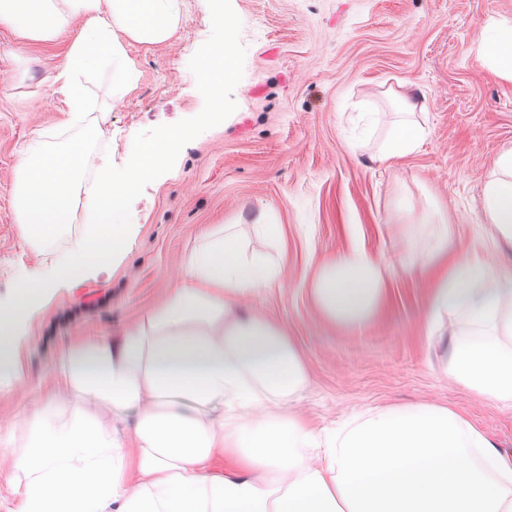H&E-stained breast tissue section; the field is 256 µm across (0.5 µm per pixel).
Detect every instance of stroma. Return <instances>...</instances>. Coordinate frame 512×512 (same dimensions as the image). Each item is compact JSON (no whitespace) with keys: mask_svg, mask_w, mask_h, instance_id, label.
Instances as JSON below:
<instances>
[{"mask_svg":"<svg viewBox=\"0 0 512 512\" xmlns=\"http://www.w3.org/2000/svg\"><path fill=\"white\" fill-rule=\"evenodd\" d=\"M185 23L172 44L131 46L137 87L110 114L112 166L122 170L144 142L189 133L128 199L133 227L122 259L88 280L48 294L15 347L18 377L0 390V512L21 441L17 417L48 396L62 349L119 340L180 284L184 259L211 225L237 223L248 251L277 258L257 229L265 211L283 225L287 255L280 283L242 299V314L287 328L308 385L292 403L312 426L330 429L391 404L436 402L462 412L497 447L512 448V410L452 384L445 345L426 334L428 290L400 267L397 207L434 198L448 218L451 246L488 254L512 269V250L494 251L483 219L482 186L495 155L512 146V82L495 76L476 46L489 16L512 17V0H184ZM230 40L234 74L213 103L199 91L196 61ZM63 44H29L0 28V304L23 275L51 262L18 236L11 207L18 151L37 127L53 128L64 103L49 78ZM413 90L428 136L395 166L373 158L392 118L391 92ZM378 124L363 130L360 113ZM361 146L350 150L347 141ZM357 225L368 249L397 272L384 314L356 325L323 319L309 284L323 258Z\"/></svg>","mask_w":512,"mask_h":512,"instance_id":"obj_1","label":"stroma"}]
</instances>
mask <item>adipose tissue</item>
Wrapping results in <instances>:
<instances>
[{"label": "adipose tissue", "instance_id": "adipose-tissue-1", "mask_svg": "<svg viewBox=\"0 0 512 512\" xmlns=\"http://www.w3.org/2000/svg\"><path fill=\"white\" fill-rule=\"evenodd\" d=\"M182 0H0V26L24 41L72 38L56 75L66 105L60 132L33 131L13 170L19 237L37 251L66 240L56 260L25 275L0 307V387L15 379L14 348L50 289L95 275L131 237L125 201L180 140L140 144L122 175L101 144L107 116L137 86L132 45L174 40ZM478 55L512 81V19L490 18ZM107 84L96 104L90 87ZM376 154L392 163L417 150L427 130L412 95ZM483 189L484 215L512 243V148L499 152ZM93 202L77 235L68 229ZM408 271L429 280L426 326L453 325L451 382L512 409V271L453 250L434 199L401 214ZM280 263L242 249L233 225L207 230L187 256L183 280L119 343L67 347L56 395L13 427L16 483L9 512H512V456L447 406L420 403L361 414L322 434L290 408L308 383L284 326L239 317L244 296L272 287ZM394 268L350 232L346 250L319 262L311 283L318 312L355 325L382 307ZM133 417L130 434L115 421Z\"/></svg>", "mask_w": 512, "mask_h": 512}]
</instances>
